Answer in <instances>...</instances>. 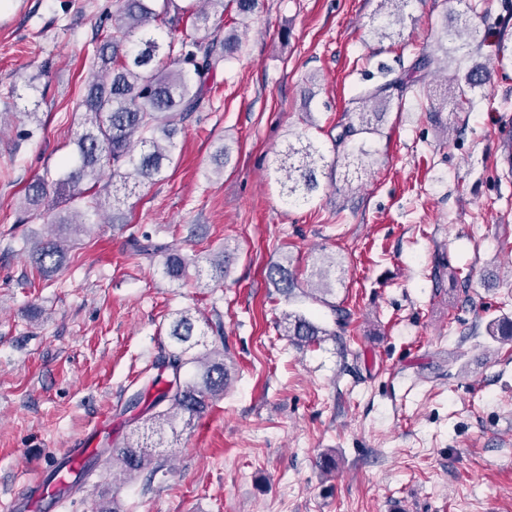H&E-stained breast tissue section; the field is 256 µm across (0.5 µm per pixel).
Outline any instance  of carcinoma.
<instances>
[{
    "mask_svg": "<svg viewBox=\"0 0 512 512\" xmlns=\"http://www.w3.org/2000/svg\"><path fill=\"white\" fill-rule=\"evenodd\" d=\"M410 0H380V9L389 10L394 22L404 20L403 10ZM259 0H200L199 5L180 6L176 0H116L112 24L103 40L96 45L90 68L87 92L80 106L85 109L86 126L76 141L77 161L64 175L51 182L43 179L25 190L23 205L36 210L45 205L47 195L68 193L74 210L53 220L60 236L26 247L37 264L38 272L47 275L56 271L65 256L66 233L85 234L90 231L88 213L95 214L120 201L119 193L130 185L152 180L162 174L176 150L175 137L179 126L197 111L218 63L238 49L240 38L232 32L223 37H197L187 29L208 32L224 11L235 9L247 17L258 7ZM473 8L457 14L461 26L444 36H455L459 48L482 43L480 30L472 22ZM166 34H161V27ZM437 58L424 54L409 64L399 62V69L383 73L382 79L353 99V117L334 139L331 167L348 165L369 156L364 146L341 155L342 148L355 139L378 132L382 110L392 99L403 104L407 91L423 84ZM450 96L443 104L470 102L483 83L473 74L465 81L454 75L448 79ZM281 167L288 183V198L296 203L313 197L319 188V168L325 166V155L311 141L296 137L288 142ZM135 256L164 257L166 276L178 280L197 265L199 257L187 258L169 252V247L149 237L133 240ZM336 261L328 258L311 271L306 285H301L284 265L270 266L268 276L277 291L289 299L295 293L327 306L335 316V324L345 320L343 310L327 300L334 292ZM284 335L298 347L318 345L336 330L322 327L303 314L286 313ZM491 335L512 341V320L504 317L492 323ZM194 323L182 311L170 325L171 350L159 364L167 370L150 381L151 387L163 385L149 403L154 431L175 429L184 414L202 416L209 404L224 396L231 383V371L225 361L224 347L213 346L195 351L199 341L193 339ZM98 467L129 477L144 469L157 468L139 445L130 441H113L110 448L99 451L67 485L66 491L82 488L86 477Z\"/></svg>",
    "mask_w": 512,
    "mask_h": 512,
    "instance_id": "obj_1",
    "label": "carcinoma"
}]
</instances>
